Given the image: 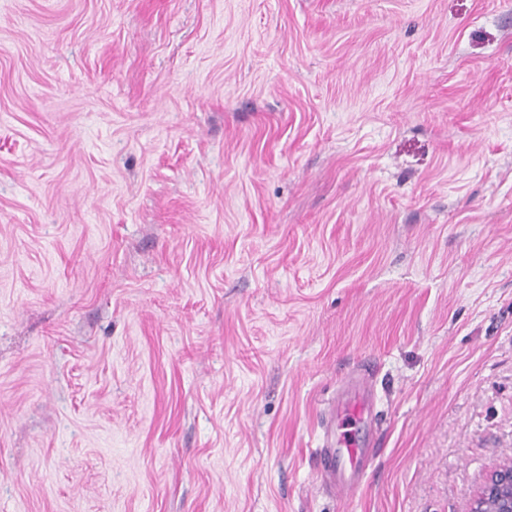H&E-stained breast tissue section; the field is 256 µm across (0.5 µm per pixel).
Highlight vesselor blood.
I'll return each instance as SVG.
<instances>
[{"instance_id": "vessel-or-blood-1", "label": "vessel or blood", "mask_w": 512, "mask_h": 512, "mask_svg": "<svg viewBox=\"0 0 512 512\" xmlns=\"http://www.w3.org/2000/svg\"><path fill=\"white\" fill-rule=\"evenodd\" d=\"M340 407L322 420L323 443L317 451L318 471L326 488L347 500L355 496L366 470V449L348 434L336 433Z\"/></svg>"}]
</instances>
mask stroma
Listing matches in <instances>:
<instances>
[{
	"label": "stroma",
	"instance_id": "stroma-1",
	"mask_svg": "<svg viewBox=\"0 0 512 512\" xmlns=\"http://www.w3.org/2000/svg\"><path fill=\"white\" fill-rule=\"evenodd\" d=\"M511 455L512 0H0V512H463ZM341 411L342 405L337 404L322 419L323 443L317 451V465L326 488L348 500L355 496L362 483L367 450L357 447V442L346 432L335 433Z\"/></svg>",
	"mask_w": 512,
	"mask_h": 512
}]
</instances>
